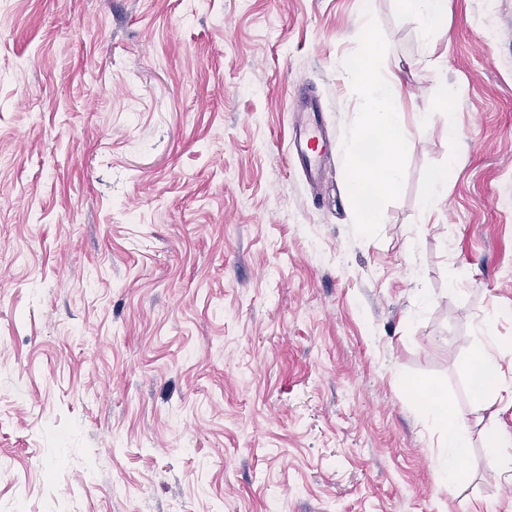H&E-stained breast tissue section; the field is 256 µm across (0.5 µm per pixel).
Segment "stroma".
Here are the masks:
<instances>
[{"mask_svg": "<svg viewBox=\"0 0 512 512\" xmlns=\"http://www.w3.org/2000/svg\"><path fill=\"white\" fill-rule=\"evenodd\" d=\"M367 22L409 132L370 232ZM481 348L512 381V0H448L426 41L398 0H0V512H512ZM297 113L292 146L302 161V168L311 182L321 178L322 166L332 154L334 144L329 137L323 119L322 104L308 94H300L295 101ZM447 181V169L439 170L431 174L429 179L430 190L427 196L425 197L426 210L430 211L437 209L441 202L444 200V198L446 197ZM475 361L477 366L472 379V391L477 399H483L490 388L512 392L511 384L505 383L501 367L491 355L480 350L475 355ZM428 412L437 420L448 427V456L442 459L439 471L442 481L451 483L458 480L465 473L463 464L468 450L461 436L463 421L460 415L446 401H430L427 405Z\"/></svg>", "mask_w": 512, "mask_h": 512, "instance_id": "stroma-1", "label": "stroma"}]
</instances>
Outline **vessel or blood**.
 <instances>
[{
	"instance_id": "1",
	"label": "vessel or blood",
	"mask_w": 512,
	"mask_h": 512,
	"mask_svg": "<svg viewBox=\"0 0 512 512\" xmlns=\"http://www.w3.org/2000/svg\"><path fill=\"white\" fill-rule=\"evenodd\" d=\"M295 111L293 151L301 160L307 179L314 182L320 179L323 163L331 155L334 144L325 128L323 106L317 99L300 94L295 101Z\"/></svg>"
}]
</instances>
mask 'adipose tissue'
I'll list each match as a JSON object with an SVG mask.
<instances>
[{"instance_id":"adipose-tissue-1","label":"adipose tissue","mask_w":512,"mask_h":512,"mask_svg":"<svg viewBox=\"0 0 512 512\" xmlns=\"http://www.w3.org/2000/svg\"><path fill=\"white\" fill-rule=\"evenodd\" d=\"M363 36L367 52L360 61L357 77L365 91V103L357 114V126L363 135L377 139L381 145L372 161L354 156L350 170L349 192L357 205L365 226L382 223V199L394 191L400 181V160L408 141V132L396 112L393 99L394 79L380 78L373 66L378 51L371 25H364ZM428 412L448 428V454L439 470L443 482L450 483L464 475V461L468 450L461 436L463 421L460 415L444 401H431Z\"/></svg>"}]
</instances>
